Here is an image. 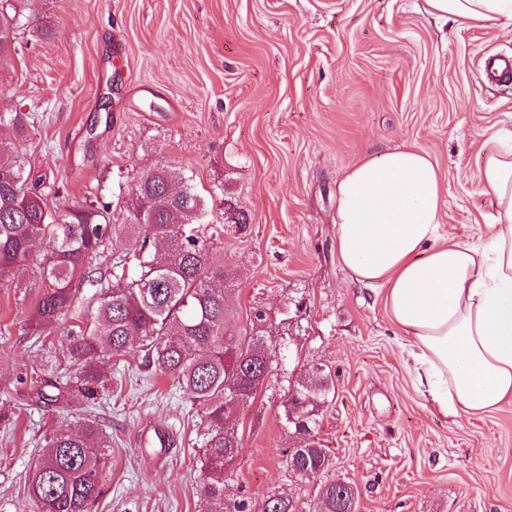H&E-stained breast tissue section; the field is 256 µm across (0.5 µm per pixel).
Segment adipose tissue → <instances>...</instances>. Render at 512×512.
<instances>
[{
	"label": "adipose tissue",
	"mask_w": 512,
	"mask_h": 512,
	"mask_svg": "<svg viewBox=\"0 0 512 512\" xmlns=\"http://www.w3.org/2000/svg\"><path fill=\"white\" fill-rule=\"evenodd\" d=\"M459 25L512 24V0H426ZM495 222L479 243L441 239L443 187L414 145L362 154L336 184L339 259L362 283L388 285L417 390L452 417L512 402V144L482 155Z\"/></svg>",
	"instance_id": "ef3b65f1"
}]
</instances>
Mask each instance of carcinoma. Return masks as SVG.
Masks as SVG:
<instances>
[{
    "mask_svg": "<svg viewBox=\"0 0 512 512\" xmlns=\"http://www.w3.org/2000/svg\"><path fill=\"white\" fill-rule=\"evenodd\" d=\"M13 29V18L1 11L0 57ZM29 178L10 147L0 142V278L10 279L14 267L33 258L36 241L53 243L37 260L48 289L33 307L39 334L50 335L78 302L75 284L88 277L90 259L104 252L112 236L125 235L133 249L112 255L94 321L66 346L70 362L79 367V391L93 399L96 388L105 386L99 361L125 355L140 341L144 361L172 376L208 425L199 489L206 512H250L247 498L226 495L227 463L241 450L226 420L236 406L256 399L274 347L258 331L266 320L260 310L243 331L224 328L227 273L210 261L198 236L197 226L208 223L211 210L192 177L167 166L148 172L135 189L145 211L133 224H112L107 211L92 206L71 209L59 224L40 183L31 184ZM332 385L330 373L321 368L311 370L307 385H298L301 398L311 396L300 409L309 427L316 424ZM111 447L112 439L94 420L77 430L54 432L26 479L36 512H88L100 494L101 465ZM305 455L304 460L290 457L289 466L309 469L307 479L320 476L317 467L326 459L320 443L312 441ZM317 496L315 512H356L358 492L349 484L325 482Z\"/></svg>",
    "mask_w": 512,
    "mask_h": 512,
    "instance_id": "obj_1",
    "label": "carcinoma"
}]
</instances>
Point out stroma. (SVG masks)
<instances>
[{"mask_svg":"<svg viewBox=\"0 0 512 512\" xmlns=\"http://www.w3.org/2000/svg\"><path fill=\"white\" fill-rule=\"evenodd\" d=\"M14 15L0 60V142L54 190L51 210L107 207L131 224L133 190L162 165L207 200L200 225L234 290L225 325L266 314L273 369L235 425L229 494L262 512L272 495L313 512L321 482L357 488L358 512H512V404L444 416L417 391L387 286L340 263L336 183L359 155L415 145L444 187L446 241L495 220L477 178L489 138L512 131V82L483 60L512 56V26L457 25L426 0H0ZM25 119L19 134L14 115ZM246 214L225 221V209ZM45 288L31 266L0 283V512H34L25 489L50 435L97 420L112 438L90 512H204L206 427L141 352L106 358L105 391L80 407L37 401L77 369L67 331L29 329ZM320 366L333 399L317 416L330 468L303 479L288 451V392Z\"/></svg>","mask_w":512,"mask_h":512,"instance_id":"1","label":"stroma"}]
</instances>
